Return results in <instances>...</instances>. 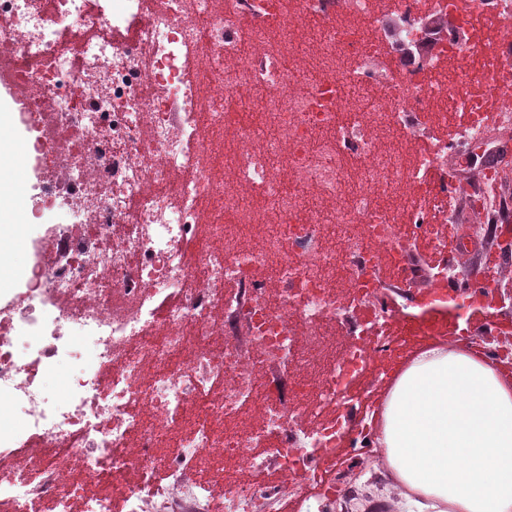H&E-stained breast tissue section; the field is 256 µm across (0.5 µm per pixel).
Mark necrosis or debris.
<instances>
[{
  "instance_id": "1",
  "label": "necrosis or debris",
  "mask_w": 512,
  "mask_h": 512,
  "mask_svg": "<svg viewBox=\"0 0 512 512\" xmlns=\"http://www.w3.org/2000/svg\"><path fill=\"white\" fill-rule=\"evenodd\" d=\"M122 2L0 0V81L30 91L41 195L71 217L0 306V405L22 414L0 419V512H194L216 497L253 512L250 470L324 479L337 418L393 329L440 338L448 241L432 272L410 245L448 221L449 112L469 118L459 166L482 170L487 138L480 99L426 74L467 57L459 82L495 77L512 112V0H295L321 25L319 69L294 73L275 53L294 17L280 0ZM373 117L424 150L375 139ZM380 254L396 278L425 280L417 312L386 308ZM342 311L347 347L321 362ZM209 458L236 467L201 481ZM106 482L121 504L89 492Z\"/></svg>"
}]
</instances>
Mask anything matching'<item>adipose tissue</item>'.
I'll return each mask as SVG.
<instances>
[{"instance_id":"1","label":"adipose tissue","mask_w":512,"mask_h":512,"mask_svg":"<svg viewBox=\"0 0 512 512\" xmlns=\"http://www.w3.org/2000/svg\"><path fill=\"white\" fill-rule=\"evenodd\" d=\"M28 137L0 113V288L25 280L15 262L28 221ZM382 448L410 512H512V374L461 342L433 343L393 383Z\"/></svg>"}]
</instances>
